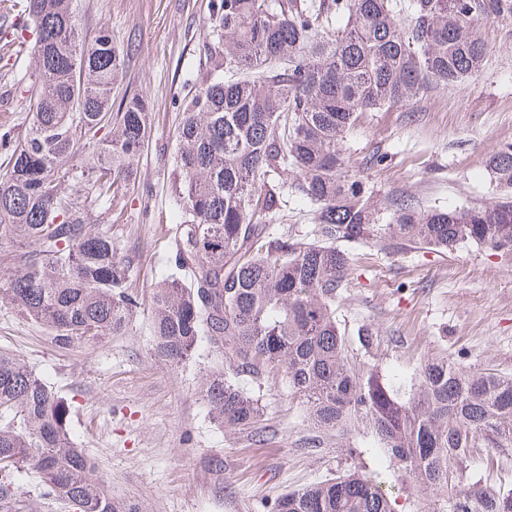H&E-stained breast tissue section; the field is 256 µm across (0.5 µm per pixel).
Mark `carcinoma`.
Returning a JSON list of instances; mask_svg holds the SVG:
<instances>
[{"instance_id": "obj_1", "label": "carcinoma", "mask_w": 512, "mask_h": 512, "mask_svg": "<svg viewBox=\"0 0 512 512\" xmlns=\"http://www.w3.org/2000/svg\"><path fill=\"white\" fill-rule=\"evenodd\" d=\"M208 9L205 72L176 105L174 245L151 300L153 360L178 367L204 342L237 376L281 370L317 427L344 431L367 418L422 491L447 488L472 448L512 450V377L432 356L405 392L352 364L336 319L350 269L340 242L475 243L512 256V143L488 159L494 204L419 211L399 195L387 224L342 149L362 113L475 75L486 55L478 20L512 15V0H210ZM21 16L5 45H30L35 67L26 94L5 108L30 112L24 133L0 123V245L36 248L11 255L0 299L72 347L127 332L140 310L134 257L95 226L93 209L110 224L122 198L149 192L132 165L150 107L139 93L112 98L122 51L106 26L81 35L74 0H21ZM288 186L317 206L313 242L257 220L287 216ZM201 392L224 429L266 433L259 398L224 373L205 377ZM69 422L67 398L0 351V512H27L28 474L74 512H139L94 475ZM269 512L395 509L353 473L284 493ZM442 512H512V490L460 478Z\"/></svg>"}]
</instances>
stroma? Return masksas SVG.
Listing matches in <instances>:
<instances>
[{
  "mask_svg": "<svg viewBox=\"0 0 512 512\" xmlns=\"http://www.w3.org/2000/svg\"><path fill=\"white\" fill-rule=\"evenodd\" d=\"M84 31L108 26L123 49L113 95L153 102L149 146L134 170L149 193L126 197L114 238L138 255L131 286L144 304L120 336L62 348L0 300V350L23 360L72 406L74 440L93 459L113 497L141 512H268L279 495L358 470L380 482L396 512H439L446 492L413 488L380 450L368 423L344 434L313 425L288 393L283 372L240 378L260 396L264 441L219 427L200 393L203 370L223 363L199 347L176 368L151 357V306L165 271L174 219L168 174L178 149L173 103L194 91L209 0H76ZM487 52L468 83L438 86L402 108L364 113L349 134V168L377 200L409 195L421 209L494 202L489 155L512 142V15L482 20ZM386 160L369 165L373 151ZM354 262L336 299V318L355 365L377 367L403 385L424 358L467 371L512 376V257L467 244L439 253L417 245L347 247ZM369 328L375 342L358 338ZM460 474L512 487V451L472 449Z\"/></svg>",
  "mask_w": 512,
  "mask_h": 512,
  "instance_id": "35a3bbf8",
  "label": "stroma"
}]
</instances>
